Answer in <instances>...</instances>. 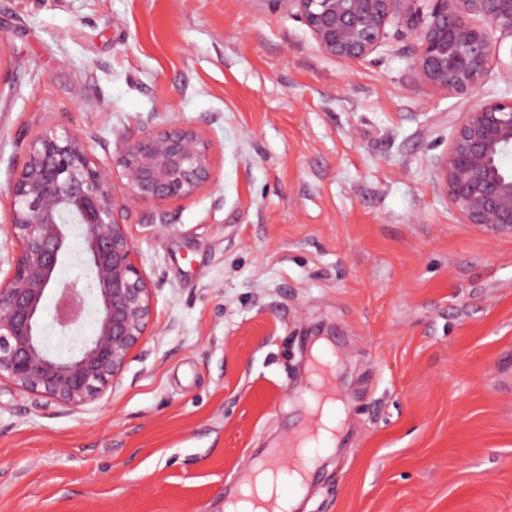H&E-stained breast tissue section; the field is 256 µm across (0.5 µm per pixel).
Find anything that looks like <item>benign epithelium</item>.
Returning a JSON list of instances; mask_svg holds the SVG:
<instances>
[{"instance_id": "7a95c632", "label": "benign epithelium", "mask_w": 512, "mask_h": 512, "mask_svg": "<svg viewBox=\"0 0 512 512\" xmlns=\"http://www.w3.org/2000/svg\"><path fill=\"white\" fill-rule=\"evenodd\" d=\"M296 12L318 49L362 61L386 44L398 19L419 42L414 80L450 95L478 89L501 41L512 37V0H266ZM512 96L489 101L453 130L435 161L438 187L468 224L512 232ZM112 164L118 180L90 157L82 140L46 129L34 136L9 187L10 273L0 280V377L19 389L72 410L114 385L153 322L152 286L136 261L124 223L131 206L188 200L212 185V144L191 126L154 129L123 141ZM80 233H75V230ZM93 273L89 286L62 281L59 271L74 235ZM55 298L53 312L46 299ZM93 318V332L63 354L44 336L46 319L61 333Z\"/></svg>"}]
</instances>
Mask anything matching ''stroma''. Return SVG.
<instances>
[{
	"mask_svg": "<svg viewBox=\"0 0 512 512\" xmlns=\"http://www.w3.org/2000/svg\"><path fill=\"white\" fill-rule=\"evenodd\" d=\"M324 55L266 0H0V261L9 185L54 128L111 167L190 125L216 182L126 222L155 317L118 383L72 411L0 380V512H224L234 472L304 418L308 346L336 342L350 437L302 512H512V233L467 224L436 157L512 94L415 82L396 36Z\"/></svg>",
	"mask_w": 512,
	"mask_h": 512,
	"instance_id": "35a3bbf8",
	"label": "stroma"
}]
</instances>
